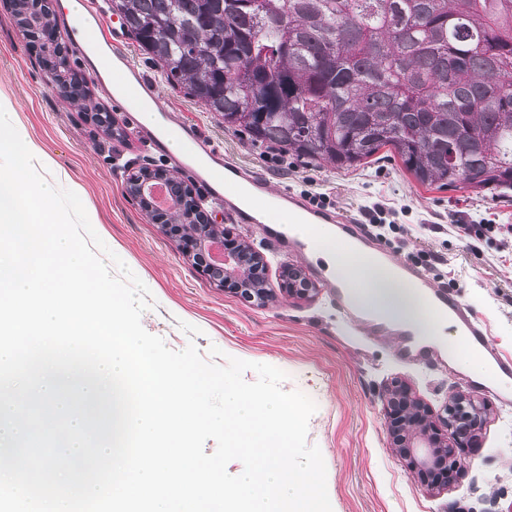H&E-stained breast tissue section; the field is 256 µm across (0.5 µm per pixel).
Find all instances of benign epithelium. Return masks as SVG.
Listing matches in <instances>:
<instances>
[{"instance_id": "7a95c632", "label": "benign epithelium", "mask_w": 512, "mask_h": 512, "mask_svg": "<svg viewBox=\"0 0 512 512\" xmlns=\"http://www.w3.org/2000/svg\"><path fill=\"white\" fill-rule=\"evenodd\" d=\"M125 184L139 187V196L146 197L149 185L164 182L172 175L165 170L124 171ZM181 206L178 212L169 216L176 220L161 225L165 235L170 237L183 254L198 258L203 249L209 248L210 241L195 235H182L184 227H199L217 230V241L224 243L225 232L219 225L210 221L203 204L193 194L183 188L180 192ZM224 267L221 274L213 273V268L203 267L213 276L218 286L234 293L246 292L258 303L264 304L271 296L270 289L258 290L241 288L239 267L244 256L252 253V262H263V256L252 250L246 243L236 240L230 249L222 248ZM282 289L288 295L307 298L316 293L317 288L309 281L304 272L290 266ZM387 433L393 451L408 460L410 470L421 477L426 490L433 493L450 488L456 481L459 471L465 467L462 459L463 448L474 430L484 426L490 415V406L483 400L463 390L448 397V401L436 410L413 395L410 385L402 380L393 381L383 395Z\"/></svg>"}]
</instances>
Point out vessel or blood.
Segmentation results:
<instances>
[{"label": "vessel or blood", "instance_id": "b4317fda", "mask_svg": "<svg viewBox=\"0 0 512 512\" xmlns=\"http://www.w3.org/2000/svg\"><path fill=\"white\" fill-rule=\"evenodd\" d=\"M90 29L95 32L92 46L97 52V73L104 76L105 88L118 90L125 102L133 106L154 100L155 85L139 71L125 52L126 38L122 30L110 27L99 19L87 29L67 21L61 24L63 36L71 40L85 36ZM149 138L159 150L165 149L168 139H178L182 145L179 165L203 182L214 200L224 203L232 211L236 223L256 224L267 235L287 237L294 253L303 254L309 250L307 240L294 230L298 224L338 225L340 234L336 244L347 251L356 243L368 245L371 239L368 230L356 219L308 206L287 191L269 196L264 179L249 175L206 140L195 125L173 126L164 118L156 130L150 132ZM283 219L289 220L288 228H280L279 222ZM402 272L413 281L415 287L421 289L424 305L430 315H445L452 319L460 331L461 341L486 353L495 375L512 379V358L490 353L488 332L483 324L462 307L451 293L433 287L420 270L406 265ZM350 318L355 322H368L372 334L376 336H402L406 333L403 326L371 320L363 313H351Z\"/></svg>", "mask_w": 512, "mask_h": 512}]
</instances>
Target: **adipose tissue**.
Listing matches in <instances>:
<instances>
[{
  "label": "adipose tissue",
  "instance_id": "1",
  "mask_svg": "<svg viewBox=\"0 0 512 512\" xmlns=\"http://www.w3.org/2000/svg\"><path fill=\"white\" fill-rule=\"evenodd\" d=\"M308 237L313 254L335 260L338 281L352 277L359 281V288L352 293L357 308L376 317L412 325L422 343H442L446 318L429 317L419 291L402 281L395 264L366 256L356 258L347 252L337 253L334 230L326 224L310 229Z\"/></svg>",
  "mask_w": 512,
  "mask_h": 512
}]
</instances>
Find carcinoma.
<instances>
[{
    "instance_id": "carcinoma-1",
    "label": "carcinoma",
    "mask_w": 512,
    "mask_h": 512,
    "mask_svg": "<svg viewBox=\"0 0 512 512\" xmlns=\"http://www.w3.org/2000/svg\"><path fill=\"white\" fill-rule=\"evenodd\" d=\"M18 23H55L13 0ZM185 95L252 140L425 186L512 188V0H111Z\"/></svg>"
}]
</instances>
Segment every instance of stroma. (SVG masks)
Listing matches in <instances>:
<instances>
[{
  "label": "stroma",
  "mask_w": 512,
  "mask_h": 512,
  "mask_svg": "<svg viewBox=\"0 0 512 512\" xmlns=\"http://www.w3.org/2000/svg\"><path fill=\"white\" fill-rule=\"evenodd\" d=\"M125 49L155 81L170 122L199 126L226 155L263 176L273 192L320 193L323 207L363 224L377 217L393 223V232L374 240L387 259L416 263L432 283L456 293L486 326L497 352L512 356V238L489 233L472 239L462 231L466 224L512 225V190L426 187L397 156L382 151L348 170L290 154L272 159L269 146L226 131L217 116L173 86L134 40ZM45 56L41 40L19 27L12 0H0V94L15 102L32 142L70 174V190L97 217V234L152 293L154 305L142 316L147 332L177 351L192 343L205 356L215 346L275 366L287 375L284 390L311 397L317 410L308 442L322 452L333 512H512V405L500 400L498 385L473 381L444 354L407 358L402 337L374 336L366 324H349L329 288L319 287L306 299L283 293L285 266L307 268L308 258L284 253L253 225L234 223L202 183L141 139L137 115L105 97L96 80L86 85L89 98L111 112L112 128L63 100L50 84ZM127 166L164 169L190 187L214 223L263 256L273 299L261 305L217 287L127 192ZM184 322L197 326L199 335L184 333ZM396 379L436 408L456 390L472 392L491 407L478 447L468 449L465 469L440 494H428L389 446L383 394Z\"/></svg>",
  "instance_id": "stroma-1"
}]
</instances>
